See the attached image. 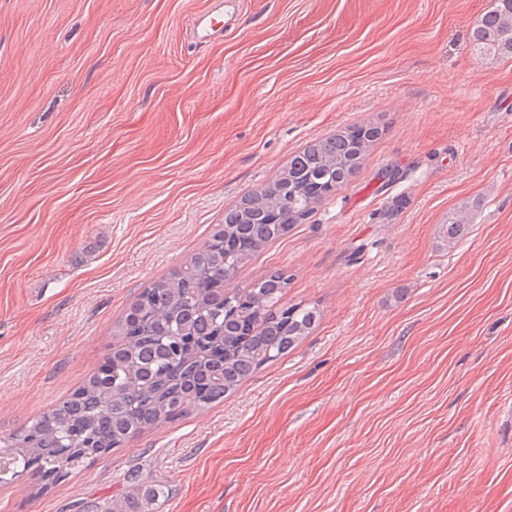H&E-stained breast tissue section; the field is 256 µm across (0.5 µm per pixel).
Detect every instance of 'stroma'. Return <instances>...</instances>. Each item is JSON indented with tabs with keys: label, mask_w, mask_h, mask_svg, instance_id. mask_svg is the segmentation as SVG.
<instances>
[{
	"label": "stroma",
	"mask_w": 512,
	"mask_h": 512,
	"mask_svg": "<svg viewBox=\"0 0 512 512\" xmlns=\"http://www.w3.org/2000/svg\"><path fill=\"white\" fill-rule=\"evenodd\" d=\"M493 0H0V440L100 365L136 296L308 143L359 169L228 285L318 327L223 402L0 476V512H512V59ZM466 212L465 236L445 226ZM472 50L485 64L512 58V0H495L476 24ZM164 489L160 484L134 483L125 494L105 512H158Z\"/></svg>",
	"instance_id": "35a3bbf8"
}]
</instances>
